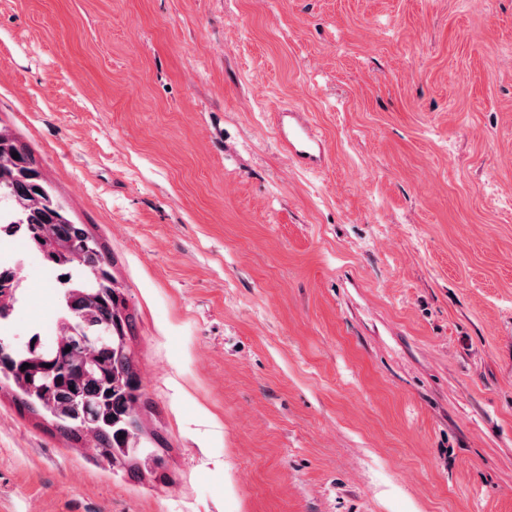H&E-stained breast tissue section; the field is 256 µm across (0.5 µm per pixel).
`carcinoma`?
<instances>
[{
    "label": "carcinoma",
    "instance_id": "carcinoma-1",
    "mask_svg": "<svg viewBox=\"0 0 512 512\" xmlns=\"http://www.w3.org/2000/svg\"><path fill=\"white\" fill-rule=\"evenodd\" d=\"M39 167L27 145L0 128V202L13 206L10 224L25 228L31 248L68 277L60 322L75 332L54 347L35 334L20 346L7 344L0 389L11 391L19 411L71 441L92 443L110 469L139 479L148 461H160L161 440L146 435L136 413L143 392L129 347L134 318L115 286L106 244L59 208ZM20 286L17 268L0 272V309H8L0 321L10 318ZM92 333L106 339L89 352L82 336Z\"/></svg>",
    "mask_w": 512,
    "mask_h": 512
}]
</instances>
